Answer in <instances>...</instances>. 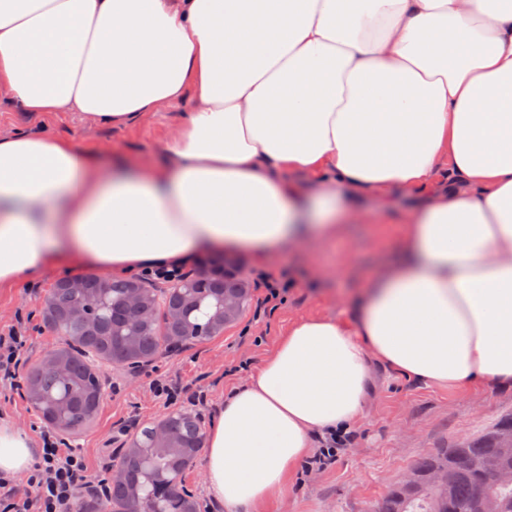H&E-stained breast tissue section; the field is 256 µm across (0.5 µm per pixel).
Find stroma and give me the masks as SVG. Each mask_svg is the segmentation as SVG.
<instances>
[{
    "instance_id": "1",
    "label": "stroma",
    "mask_w": 512,
    "mask_h": 512,
    "mask_svg": "<svg viewBox=\"0 0 512 512\" xmlns=\"http://www.w3.org/2000/svg\"><path fill=\"white\" fill-rule=\"evenodd\" d=\"M187 110L184 104L168 107L134 126L115 129L89 124L72 112H22L0 99V132L45 131L105 158L118 151L149 158L161 155L165 140L175 136ZM412 205L411 195L396 193L393 210L386 218L374 215L336 240L301 252L274 254L267 271L289 276L294 287L287 302L266 321L253 319L261 290L254 280L251 256L241 251L208 256L204 266L223 260L239 268L248 288L241 313L221 334L181 342L172 352L141 365V373L163 372L180 377L190 389L209 391L211 401L201 412L207 423H214L225 390L247 384L293 322L309 315H345L342 295L361 283L383 253L395 249L393 226ZM90 272L84 265L65 264L0 288V322L10 321L22 308L40 319L29 362L64 348L61 337L44 319L45 301L55 284L63 277ZM254 335L262 337V345L251 344ZM112 373V367L102 368L105 399L94 422L73 442L83 448L91 467L114 471L120 459L113 455V448L139 438L143 428L154 426L169 411L155 404L144 388L131 386L114 392ZM508 415H512L511 388L492 390L477 384L461 391L427 386L400 374H380L368 412L355 426L353 447L331 469L314 475L304 486L288 478L282 496L261 505L259 512H370L382 493L401 481L420 456L477 436Z\"/></svg>"
}]
</instances>
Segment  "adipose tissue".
<instances>
[{"mask_svg":"<svg viewBox=\"0 0 512 512\" xmlns=\"http://www.w3.org/2000/svg\"><path fill=\"white\" fill-rule=\"evenodd\" d=\"M0 92L129 127L193 101L157 167L0 133V286L75 261L122 275L240 249L265 265L352 205L417 198L352 313L295 321L218 409L208 489L280 496L365 416L379 373L512 388V0H0ZM0 418V472L31 465Z\"/></svg>","mask_w":512,"mask_h":512,"instance_id":"obj_1","label":"adipose tissue"}]
</instances>
